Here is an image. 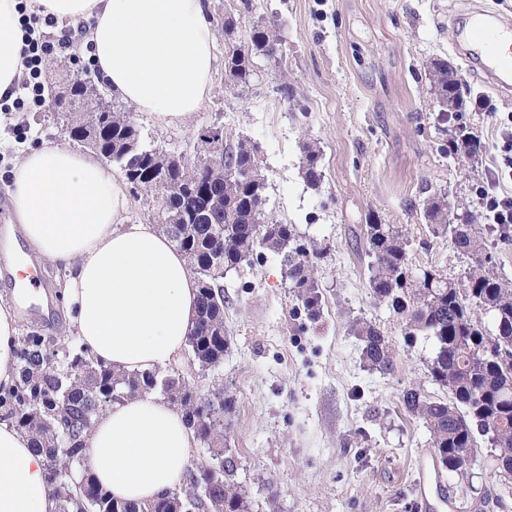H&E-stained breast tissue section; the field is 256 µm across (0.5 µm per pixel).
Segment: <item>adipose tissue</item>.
<instances>
[{
	"mask_svg": "<svg viewBox=\"0 0 512 512\" xmlns=\"http://www.w3.org/2000/svg\"><path fill=\"white\" fill-rule=\"evenodd\" d=\"M36 12L87 29L99 81L159 124L188 123L211 92L216 38L203 0H32ZM20 0H0V99L24 71ZM17 230L70 274L62 298L79 343L121 371L177 360L195 323L198 281L149 224H128L124 185L100 159L41 141L11 169ZM18 318L0 305V387L16 380ZM194 437L157 395L111 404L85 440L87 463L114 498L140 505L181 487ZM49 461L0 424V512H56Z\"/></svg>",
	"mask_w": 512,
	"mask_h": 512,
	"instance_id": "ef3b65f1",
	"label": "adipose tissue"
}]
</instances>
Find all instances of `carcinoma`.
Here are the masks:
<instances>
[{
  "label": "carcinoma",
  "mask_w": 512,
  "mask_h": 512,
  "mask_svg": "<svg viewBox=\"0 0 512 512\" xmlns=\"http://www.w3.org/2000/svg\"><path fill=\"white\" fill-rule=\"evenodd\" d=\"M282 40L270 25L258 24L250 32V45L234 49L225 57V71L236 83L251 77L252 56L274 57ZM435 101L442 109L453 103L457 111L463 101L448 100V84L454 73L448 62H430ZM69 98L57 103L56 110L71 127L64 134L72 142L104 158L112 153V142L125 135L141 133L133 113L112 109L101 112L100 95L89 89L87 79L68 80ZM94 110L93 125L84 124L79 109ZM216 156L215 171L203 183L207 193L188 201L181 193L160 194L155 171L160 163L151 158L125 156V175L133 192L152 199L155 218L163 232L184 253L197 277L199 294L197 319L187 337V346L198 365L211 368L224 360L228 344L223 335L208 334L207 327L224 329V274L239 267L263 248L282 257V268L289 287L307 314L318 316L320 295L310 255L316 251L298 243L293 224H284L268 212L265 175L259 166L258 145L241 139L224 147V129L209 126L198 136L197 150L203 158L211 149ZM448 157H466L474 162L483 153L481 140L465 127L448 132ZM320 150L303 146L302 172L308 184L316 187L323 178ZM236 168V179L226 182L221 165ZM233 201L228 217L212 220L208 195ZM421 214L432 235L448 237L471 260L462 288L448 277H430L434 269L416 266L409 259L408 239L399 227L383 224L373 216L366 219L364 236L369 264V286L374 297L401 319L405 335L424 336L434 343L433 357L427 363V377L448 389L451 399L432 398L419 389L402 394L408 412L421 418L430 433L431 448L443 468L461 476L467 474L473 454L474 431L490 436L499 476L512 483V283L496 274L491 254L477 225L468 212L452 214L448 199L433 194L421 203ZM476 307L493 315L495 331L483 328L473 318ZM354 331L362 342V356L372 369L393 370L392 353L385 336L374 325L361 322ZM18 381L0 392V420L9 421L30 436L32 447L50 462L48 480L57 501V512H208L212 502L224 503L225 512H248L247 503L235 482L236 465L230 449L224 447V416L233 402L223 398L210 406L207 424L196 436L209 453L214 466L225 461L224 476L200 495L192 475L206 470L201 466L187 473L183 486L166 497L143 506L113 498L103 490L84 463V441L95 418L108 403L125 397L156 392L180 408L184 423L194 429L197 411L192 405V387L180 376L159 370L119 372L91 358L83 349L61 345L47 352L44 338L30 334L21 338L16 349Z\"/></svg>",
  "instance_id": "1"
}]
</instances>
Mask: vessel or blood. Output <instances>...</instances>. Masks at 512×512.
Instances as JSON below:
<instances>
[{
  "mask_svg": "<svg viewBox=\"0 0 512 512\" xmlns=\"http://www.w3.org/2000/svg\"><path fill=\"white\" fill-rule=\"evenodd\" d=\"M461 48L480 56L484 75L499 91L512 90V20L499 14L478 10L462 32ZM439 477L429 455H421L416 464L414 488L422 512H429L430 496Z\"/></svg>",
  "mask_w": 512,
  "mask_h": 512,
  "instance_id": "b4317fda",
  "label": "vessel or blood"
}]
</instances>
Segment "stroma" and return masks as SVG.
<instances>
[{"instance_id":"stroma-1","label":"stroma","mask_w":512,"mask_h":512,"mask_svg":"<svg viewBox=\"0 0 512 512\" xmlns=\"http://www.w3.org/2000/svg\"><path fill=\"white\" fill-rule=\"evenodd\" d=\"M216 53L246 45L253 26L276 24L283 36L277 58L256 57L247 84H231L224 69L213 77L204 110L186 125L164 127L150 115L135 119L145 141L195 158L199 131L219 125L230 142L258 144L267 177L268 209L296 225L302 242L321 248L317 283L321 309L308 319L288 286L280 258L262 251L224 277L223 362L202 371L189 354L165 366L203 395L223 388L234 398L226 417L227 446L249 512H420L413 468L429 452L423 421L408 413L411 387L444 398L427 377L431 340L408 341L403 324L369 288L364 224L368 214L395 224L416 263L463 281L467 261L445 237L431 235L420 216L422 200L447 195L453 205L487 224L480 191L507 166L501 134L512 126V99L492 89L476 60L456 49L462 20L474 4L512 17V0H206ZM234 17V35L224 32ZM444 59L467 88L459 112L440 111L429 73ZM45 106L38 112L0 114V210L10 214L9 171L28 146L66 142L53 99L64 74L91 73L53 53L44 59ZM489 109L478 108L476 98ZM467 125L485 152L478 162L450 158L449 129ZM26 137L16 140L14 129ZM320 149L323 179L311 187L301 172L302 146ZM495 270L512 281V241L486 231ZM374 324L392 346L394 368L366 367L353 326ZM21 335L38 333L77 346L62 302L46 322L20 321ZM489 436H477L467 476L445 470L444 493L454 512H512V484L493 461ZM502 498L503 510L484 506Z\"/></svg>"}]
</instances>
